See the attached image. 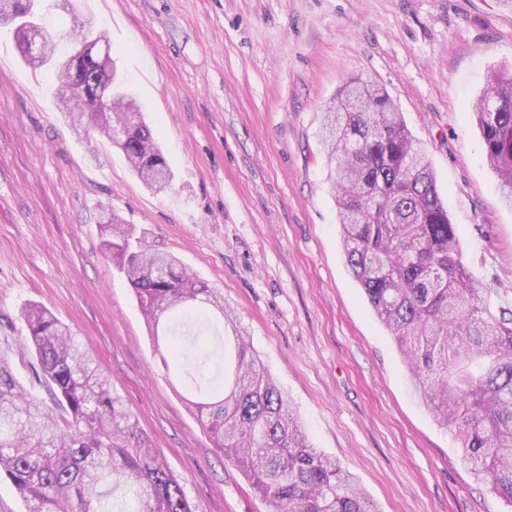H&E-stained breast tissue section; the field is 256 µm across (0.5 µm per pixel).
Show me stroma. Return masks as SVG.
Listing matches in <instances>:
<instances>
[{
	"label": "stroma",
	"instance_id": "obj_1",
	"mask_svg": "<svg viewBox=\"0 0 512 512\" xmlns=\"http://www.w3.org/2000/svg\"><path fill=\"white\" fill-rule=\"evenodd\" d=\"M59 31L94 20L174 173L148 191L96 130L77 135L51 68L0 26V350L16 377L22 309L43 305L94 354L183 487L193 512H267L186 400L232 381L246 336L316 448L378 512H504L412 393L397 344L353 277L338 229L322 114L350 80L376 82L424 149L463 261L512 301V206L468 105L512 65V0H43ZM135 245L175 254L223 289L236 328L223 359L164 368L135 294L103 247L102 211Z\"/></svg>",
	"mask_w": 512,
	"mask_h": 512
}]
</instances>
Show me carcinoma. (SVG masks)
<instances>
[{"instance_id":"obj_1","label":"carcinoma","mask_w":512,"mask_h":512,"mask_svg":"<svg viewBox=\"0 0 512 512\" xmlns=\"http://www.w3.org/2000/svg\"><path fill=\"white\" fill-rule=\"evenodd\" d=\"M36 0H0V26L16 38L39 26ZM74 34L107 40L93 21L73 18ZM41 66L55 68L57 98L79 130L95 113L99 132L126 128L117 144L131 171L155 192L173 174L153 128L132 120L135 99L114 59L83 73L56 57L42 35ZM74 83L85 85L78 96ZM485 157L512 204V72H494L472 104ZM322 144L348 266L404 355L410 386L459 445L460 461L512 509V306L481 287L463 262L433 169L379 86L351 81L324 112ZM104 249L134 290L151 334L172 311L232 321L220 289L168 253L133 248L132 229L113 219ZM29 351L48 399L23 385L0 354V474L28 512H105L106 483L134 489L141 512H193L183 487L151 448L129 408L112 392L70 327L48 309L21 312ZM235 382H218L205 401H188L214 447L236 465L269 512H378L342 465L315 448L298 415L244 337H236Z\"/></svg>"}]
</instances>
